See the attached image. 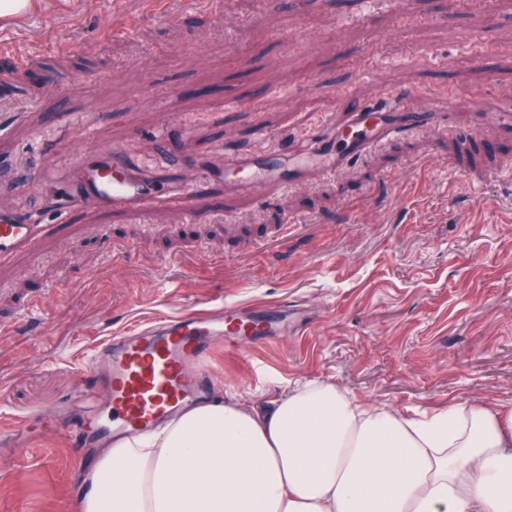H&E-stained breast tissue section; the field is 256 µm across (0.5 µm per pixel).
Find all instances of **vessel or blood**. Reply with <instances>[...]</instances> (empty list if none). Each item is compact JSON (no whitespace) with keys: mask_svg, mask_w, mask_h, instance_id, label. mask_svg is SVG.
Segmentation results:
<instances>
[{"mask_svg":"<svg viewBox=\"0 0 512 512\" xmlns=\"http://www.w3.org/2000/svg\"><path fill=\"white\" fill-rule=\"evenodd\" d=\"M397 95L383 98V119L370 120L355 109L356 136L351 149L365 155L380 147L392 132L386 114ZM84 203L123 207L131 201L153 198L154 187L122 173L117 151H103L81 173ZM40 239L32 225L0 210V262L17 253L38 258ZM287 302L261 306L219 307L196 305L191 312L149 323L131 336H112L94 357L105 368L109 387L96 397L93 409L81 422L66 419L60 430L69 432L72 447L82 448L95 439L124 438L149 431L175 412L205 402L209 395V362L213 341L226 336L234 348L249 347L287 320Z\"/></svg>","mask_w":512,"mask_h":512,"instance_id":"obj_1","label":"vessel or blood"}]
</instances>
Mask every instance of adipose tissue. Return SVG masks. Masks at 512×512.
Wrapping results in <instances>:
<instances>
[{
  "mask_svg": "<svg viewBox=\"0 0 512 512\" xmlns=\"http://www.w3.org/2000/svg\"><path fill=\"white\" fill-rule=\"evenodd\" d=\"M78 512H512V400L413 414L307 382L121 438Z\"/></svg>",
  "mask_w": 512,
  "mask_h": 512,
  "instance_id": "ef3b65f1",
  "label": "adipose tissue"
}]
</instances>
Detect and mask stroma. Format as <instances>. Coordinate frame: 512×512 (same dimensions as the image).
<instances>
[{"label": "stroma", "mask_w": 512, "mask_h": 512, "mask_svg": "<svg viewBox=\"0 0 512 512\" xmlns=\"http://www.w3.org/2000/svg\"><path fill=\"white\" fill-rule=\"evenodd\" d=\"M2 41L62 48L0 90V207L59 227L39 262L0 265V512H72L99 450L55 425L96 348L194 303L310 309L306 334L216 345L224 399H512V0H29ZM386 93L391 140L290 187L315 137ZM113 148L154 199L59 218L83 156ZM257 158L279 170L258 196L238 166ZM190 183L197 224L175 205Z\"/></svg>", "instance_id": "obj_1"}]
</instances>
